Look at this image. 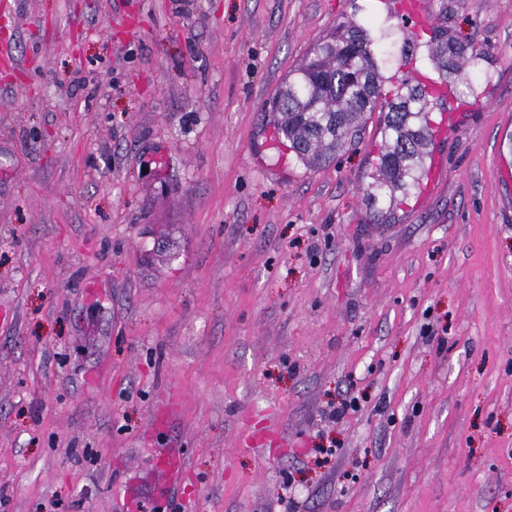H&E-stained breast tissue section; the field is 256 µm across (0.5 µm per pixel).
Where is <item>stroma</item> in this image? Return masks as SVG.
<instances>
[{"label":"stroma","instance_id":"stroma-1","mask_svg":"<svg viewBox=\"0 0 512 512\" xmlns=\"http://www.w3.org/2000/svg\"><path fill=\"white\" fill-rule=\"evenodd\" d=\"M422 2L482 58L391 208L382 112L309 170L265 110L351 15L393 75L384 0L0 10V512H512V0Z\"/></svg>","mask_w":512,"mask_h":512}]
</instances>
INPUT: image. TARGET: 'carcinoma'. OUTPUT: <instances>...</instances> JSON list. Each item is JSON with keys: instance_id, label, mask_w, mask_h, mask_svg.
Wrapping results in <instances>:
<instances>
[{"instance_id": "1", "label": "carcinoma", "mask_w": 512, "mask_h": 512, "mask_svg": "<svg viewBox=\"0 0 512 512\" xmlns=\"http://www.w3.org/2000/svg\"><path fill=\"white\" fill-rule=\"evenodd\" d=\"M458 39L438 32L428 58L441 77L473 74L481 54L457 53ZM370 28L355 21L339 25L336 36L317 44L293 77L266 105L276 114L279 139L290 143L297 161L307 167L334 160L343 146L355 143L365 113L385 111L387 146L364 188L372 202L408 193L418 182L430 129L427 114L438 102L422 86L396 77L384 88Z\"/></svg>"}]
</instances>
